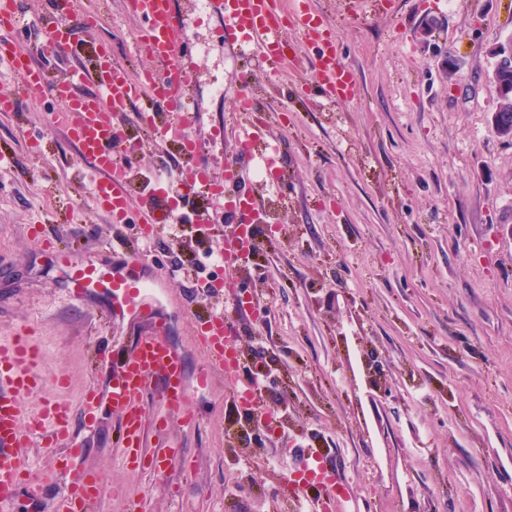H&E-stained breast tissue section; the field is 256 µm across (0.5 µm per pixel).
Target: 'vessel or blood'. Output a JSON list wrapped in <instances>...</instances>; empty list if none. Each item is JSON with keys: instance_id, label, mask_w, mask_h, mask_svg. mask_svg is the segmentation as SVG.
<instances>
[{"instance_id": "1", "label": "vessel or blood", "mask_w": 512, "mask_h": 512, "mask_svg": "<svg viewBox=\"0 0 512 512\" xmlns=\"http://www.w3.org/2000/svg\"><path fill=\"white\" fill-rule=\"evenodd\" d=\"M218 6L225 42L255 50L267 73H280L287 66L288 33L294 30L316 48L317 79L323 95H353L352 76L339 64L337 48L328 38L323 20L312 11L310 0H218ZM126 7L142 22L136 44L145 48L154 65L135 78L117 63L105 70L94 69L84 76L94 86L92 94L79 93L76 81L47 79L44 71L32 68L23 56L0 52V62L19 76L28 94L47 91L63 102V111L49 114L47 120L62 125L67 138L77 144L81 159L96 175L94 199L111 214L118 233L127 228L132 207L129 158L123 153V118L144 97L167 115L184 112L194 80L188 64L186 19L177 12L174 0H127ZM94 29L93 18L72 13L48 31L46 41L61 54L69 48L71 33L90 36ZM264 134L257 125L245 133L244 141L251 150L227 161L231 174H238L242 164L254 159L252 147ZM183 154L187 159L180 170L183 182L190 187L208 182V162L202 152L188 142ZM227 199L239 228L253 227L251 213L259 206L256 196L231 193ZM152 230L151 224H140L121 264L105 276L99 264L77 255L75 249L52 246L44 225L30 226L36 242L52 247L70 299L96 297L104 306L105 317L126 316L141 323L142 329L119 349H102L106 380L86 385L77 411L62 399L43 396L42 349L33 334L17 330L10 338L0 339V512H8L21 493L39 498L47 483L60 486L52 512H101L107 494L104 473L99 468L80 467L85 450L76 441V430L95 427L103 413L119 416L118 446L124 462L159 475L173 466L182 472L187 469L186 464L176 463L164 431L168 418L183 416L191 388L208 389L220 380L232 400H240L247 392L251 410L260 409L262 396L251 392L249 374L233 345L239 334V307L213 310L197 318L194 335L202 363L195 375H187L182 352L165 333L162 300L167 291L147 274L150 261L142 247L152 238ZM152 394L159 399L161 415H153L148 405ZM31 396L39 402L32 412H23L21 402ZM35 441L50 456L49 468L37 476L22 454L23 448ZM300 478L321 490L316 512H350L347 482L340 472L327 468L320 449H308Z\"/></svg>"}]
</instances>
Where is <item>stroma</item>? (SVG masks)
Listing matches in <instances>:
<instances>
[{"instance_id":"35a3bbf8","label":"stroma","mask_w":512,"mask_h":512,"mask_svg":"<svg viewBox=\"0 0 512 512\" xmlns=\"http://www.w3.org/2000/svg\"><path fill=\"white\" fill-rule=\"evenodd\" d=\"M197 0H179L190 22L193 101L188 125L171 141L130 117L137 145L130 180L147 192L146 174L180 187L181 141L206 154L234 156L245 124L236 102L240 75L261 69L211 38L223 20L200 22ZM97 20L93 41L75 34L66 54L42 52L60 17L52 0H18L23 20L11 51L56 81L96 65L95 44L111 47L131 75L148 67L145 50L120 39L138 23L126 0H69ZM341 46L356 85L353 99L317 91L313 50L288 36L287 69L254 90L266 139L285 147L277 166L287 190L264 197L274 237L263 238L252 269L214 267L226 221L221 197H187L180 224H157L155 273L177 294L166 334L188 374L201 364L195 316L263 279L264 318L245 315L247 366L271 367L266 409L282 418L265 434L263 458L242 442L248 413L224 385L192 392L189 422L171 421L168 437L194 466L161 479L111 456L118 420L103 414L78 430L83 463L105 470L103 512H298L315 487L290 495L281 484L298 471L304 449H324L343 471L355 512H512V138L492 122L497 91L493 47L512 36V0H314ZM18 109L0 113V337L20 325L44 352L46 396L65 373L78 401L90 354L104 336L84 306L68 303L49 250L28 234L48 225L59 241L71 225L87 236L79 249L100 257L112 240L109 215L90 196L83 162L47 114L51 94L27 96L0 67V96ZM208 212L210 221L196 215ZM382 379L368 370L371 356Z\"/></svg>"}]
</instances>
